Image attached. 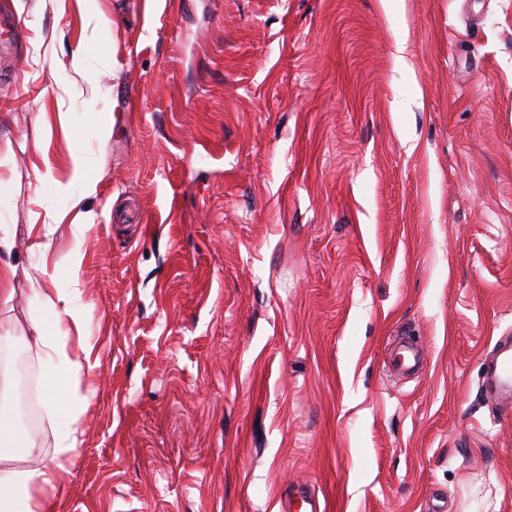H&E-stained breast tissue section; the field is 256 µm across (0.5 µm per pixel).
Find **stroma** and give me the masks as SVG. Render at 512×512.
<instances>
[{
  "label": "stroma",
  "instance_id": "obj_1",
  "mask_svg": "<svg viewBox=\"0 0 512 512\" xmlns=\"http://www.w3.org/2000/svg\"><path fill=\"white\" fill-rule=\"evenodd\" d=\"M146 2L9 0L0 335L26 353L48 235L47 288L81 250L98 364L42 502L280 512L307 483L326 512H512V410L483 387L512 335V0ZM84 180L76 207L54 189Z\"/></svg>",
  "mask_w": 512,
  "mask_h": 512
}]
</instances>
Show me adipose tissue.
<instances>
[{
    "label": "adipose tissue",
    "mask_w": 512,
    "mask_h": 512,
    "mask_svg": "<svg viewBox=\"0 0 512 512\" xmlns=\"http://www.w3.org/2000/svg\"><path fill=\"white\" fill-rule=\"evenodd\" d=\"M47 274L45 265H31L27 273L30 299L36 312L30 319L28 341L43 356L41 390L46 402V418L53 438L55 457L74 458L78 439L75 423L79 413L91 403L90 395L81 393L80 384L92 365L89 359L69 355L60 346L61 326L82 332L83 321L77 309L78 291L64 293L44 288ZM18 390L12 367L0 362V445L21 444L26 456H34L40 441L19 431L12 399ZM55 474L44 467L0 466V512H44V506L35 497L36 488L54 479Z\"/></svg>",
    "instance_id": "1"
}]
</instances>
